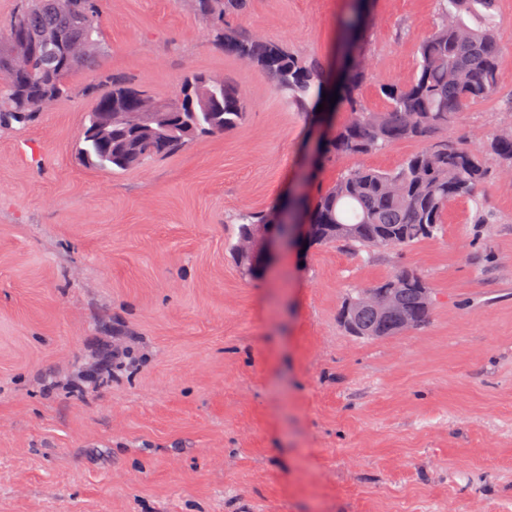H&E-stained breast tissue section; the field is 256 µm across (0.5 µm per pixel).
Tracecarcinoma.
Returning a JSON list of instances; mask_svg holds the SVG:
<instances>
[{
  "instance_id": "cac0c4a2",
  "label": "carcinoma",
  "mask_w": 512,
  "mask_h": 512,
  "mask_svg": "<svg viewBox=\"0 0 512 512\" xmlns=\"http://www.w3.org/2000/svg\"><path fill=\"white\" fill-rule=\"evenodd\" d=\"M249 0H194L196 11L224 19L242 11ZM434 29L419 39L417 67L406 84L382 88L388 101L383 112L368 109L360 100L366 79L363 62L345 59L332 90L325 88L319 61L289 53L261 38H241L224 31V52L234 54L262 69L274 89L300 112L322 99L338 95L350 118L320 147V158L359 156L380 151L396 141L426 143L392 171L368 167L345 170L310 203L288 209L301 213L308 224L309 243L344 242L367 253L402 249L432 237L442 224L448 205L474 196L484 180L487 161L512 165V131L493 135L488 155L448 142V128L472 105L496 95L499 88L498 59L501 46L492 7L495 0H437ZM367 0H351L344 26L357 33ZM33 22L34 43L16 39L12 26L0 31V125L25 124L51 103L71 96L72 75L98 65L105 51L99 25V0H20L14 20ZM112 87L100 95L85 114L82 133L75 143L78 158L86 165L123 172L146 162L167 157L189 143L231 132L247 116L241 93L222 80L210 84L207 76L191 74L181 83L169 126L145 138L127 123L112 124V144L102 143L87 131L109 107L118 112L141 111L147 90L126 80L110 79ZM270 211H246L235 218L237 238L271 223ZM379 287L400 292L406 310L422 311L420 289L426 280L414 269L400 271ZM362 331L379 336L400 334L397 324L371 310L357 322Z\"/></svg>"
}]
</instances>
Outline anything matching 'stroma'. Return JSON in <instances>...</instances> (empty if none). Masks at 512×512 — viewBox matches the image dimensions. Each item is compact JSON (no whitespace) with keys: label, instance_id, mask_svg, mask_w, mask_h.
Segmentation results:
<instances>
[{"label":"stroma","instance_id":"obj_1","mask_svg":"<svg viewBox=\"0 0 512 512\" xmlns=\"http://www.w3.org/2000/svg\"><path fill=\"white\" fill-rule=\"evenodd\" d=\"M348 0H250L229 29L335 73ZM107 55L73 97L0 128V512H512V169L451 202L438 235L400 250L341 243L242 274L234 216L314 195L351 167L423 148L329 159L325 128L225 53L192 0H100ZM436 0H372L360 37L372 111L409 82ZM498 95L448 140L512 130V0H495ZM247 102L235 131L118 174L74 146L109 78L159 99L186 75ZM420 272L428 322L364 340L339 321L350 289ZM134 359L111 364L116 341Z\"/></svg>","mask_w":512,"mask_h":512}]
</instances>
